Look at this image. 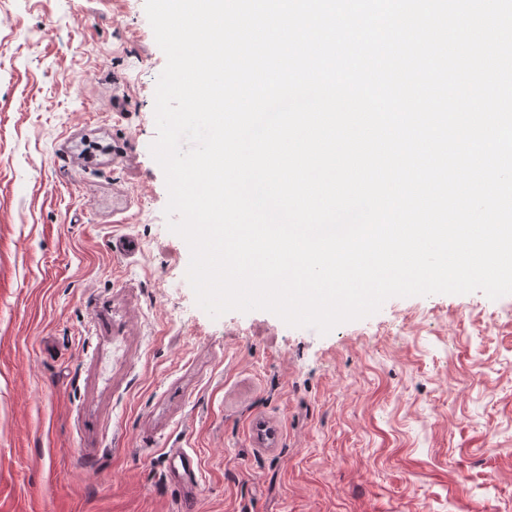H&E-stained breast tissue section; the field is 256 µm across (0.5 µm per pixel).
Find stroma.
<instances>
[{
    "label": "stroma",
    "instance_id": "1",
    "mask_svg": "<svg viewBox=\"0 0 512 512\" xmlns=\"http://www.w3.org/2000/svg\"><path fill=\"white\" fill-rule=\"evenodd\" d=\"M145 0H0V512H512V295L211 318ZM169 473L182 485L184 500L181 512H194V491L199 485L198 461L194 456L186 452H176L169 456Z\"/></svg>",
    "mask_w": 512,
    "mask_h": 512
}]
</instances>
